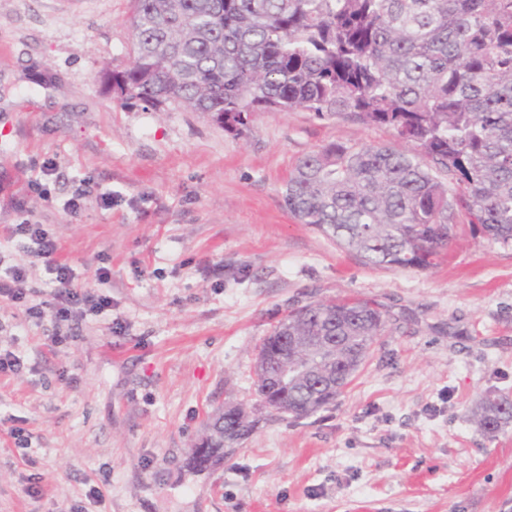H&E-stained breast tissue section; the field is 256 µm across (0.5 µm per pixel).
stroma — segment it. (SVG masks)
Listing matches in <instances>:
<instances>
[{
	"label": "stroma",
	"instance_id": "obj_1",
	"mask_svg": "<svg viewBox=\"0 0 512 512\" xmlns=\"http://www.w3.org/2000/svg\"><path fill=\"white\" fill-rule=\"evenodd\" d=\"M130 12L0 0V252L31 265L9 238L28 216L112 300L58 325L0 298V347L24 364L0 375V512H512V424L490 438L472 418L512 396V247L460 214L427 270L341 249L285 209L284 185L310 152L393 131L291 111L235 136L174 104H121L100 73L133 58ZM84 179L97 194L68 214ZM345 298L389 317L351 384L307 418L265 407L263 339L292 308ZM228 403L256 431L189 471L203 420Z\"/></svg>",
	"mask_w": 512,
	"mask_h": 512
}]
</instances>
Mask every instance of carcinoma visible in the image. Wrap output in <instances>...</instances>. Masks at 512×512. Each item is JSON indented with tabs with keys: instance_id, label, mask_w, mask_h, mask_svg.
Wrapping results in <instances>:
<instances>
[{
	"instance_id": "cac0c4a2",
	"label": "carcinoma",
	"mask_w": 512,
	"mask_h": 512,
	"mask_svg": "<svg viewBox=\"0 0 512 512\" xmlns=\"http://www.w3.org/2000/svg\"><path fill=\"white\" fill-rule=\"evenodd\" d=\"M131 64L112 71L123 104L178 102L239 135L258 112L304 109L390 128L398 145L330 143L303 156L285 208L368 264L425 270L451 243L456 213L512 246V0H131ZM444 170L455 187L437 180ZM387 319L360 300L292 309L272 337L334 336L317 359L344 375L328 393L299 381L295 419L334 403ZM490 437L512 423V398L474 413ZM251 435L224 418V442L191 453L192 471Z\"/></svg>"
}]
</instances>
